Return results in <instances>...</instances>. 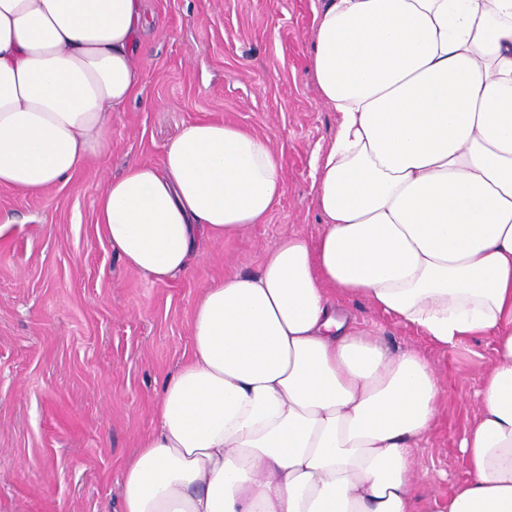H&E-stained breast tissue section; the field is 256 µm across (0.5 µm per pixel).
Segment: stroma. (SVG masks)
<instances>
[{"instance_id":"obj_1","label":"stroma","mask_w":512,"mask_h":512,"mask_svg":"<svg viewBox=\"0 0 512 512\" xmlns=\"http://www.w3.org/2000/svg\"><path fill=\"white\" fill-rule=\"evenodd\" d=\"M317 0H144L145 78L112 123L108 153L38 197L0 187V512H123L121 475L154 425L160 384L191 347L201 289L255 271L279 235L317 237L313 157L337 115L308 70ZM270 135L285 191L268 222L211 244L191 275L155 284L98 237L96 201L133 163L156 164L189 122ZM391 352L415 349L446 386L416 452L434 489L468 474L459 442L494 342L455 349L357 302Z\"/></svg>"}]
</instances>
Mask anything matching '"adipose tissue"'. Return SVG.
Here are the masks:
<instances>
[{"label": "adipose tissue", "instance_id": "1", "mask_svg": "<svg viewBox=\"0 0 512 512\" xmlns=\"http://www.w3.org/2000/svg\"><path fill=\"white\" fill-rule=\"evenodd\" d=\"M143 26L142 0H0V186L37 196L108 151ZM313 31L338 114L314 158L320 233L203 288L124 512H415L445 389L359 328L357 298L446 350L493 339L469 476L425 512H512V0H318ZM284 183L270 137L196 121L108 182L96 230L164 284L266 223Z\"/></svg>", "mask_w": 512, "mask_h": 512}]
</instances>
